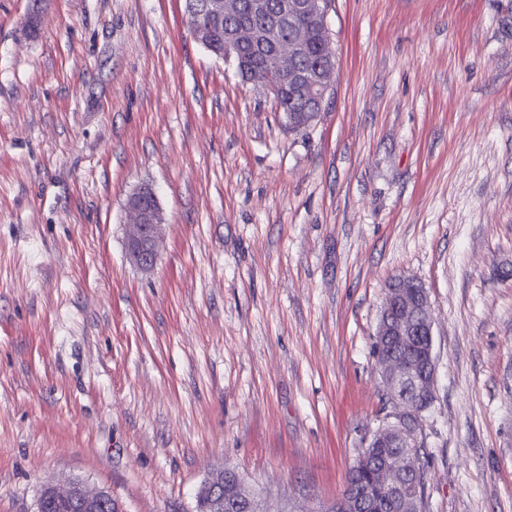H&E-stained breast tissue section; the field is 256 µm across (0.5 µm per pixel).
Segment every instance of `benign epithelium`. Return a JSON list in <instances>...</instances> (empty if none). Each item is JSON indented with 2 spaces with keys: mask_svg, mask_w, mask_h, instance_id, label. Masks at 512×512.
I'll use <instances>...</instances> for the list:
<instances>
[{
  "mask_svg": "<svg viewBox=\"0 0 512 512\" xmlns=\"http://www.w3.org/2000/svg\"><path fill=\"white\" fill-rule=\"evenodd\" d=\"M329 0H289L281 12H275L268 0H250L249 12L264 19L258 30L240 25L224 28V58H239V47L245 43H260L267 52L266 66L286 78L296 97L315 108L325 100L333 73L336 54L326 23ZM188 16H207L216 21L236 11L234 0H185ZM309 19L321 22L323 40L328 54L320 64H304L307 41L304 24ZM125 208L132 219L127 237L129 259L144 270L153 269L159 260L156 239L162 214L153 191L146 185L134 190ZM377 357L382 383L388 398L395 405L392 421L373 432L368 447L402 448L404 452L388 457L378 468L376 481L380 492L391 495L402 482L418 471L420 444L418 433L421 413L434 396L436 364L433 356V321L429 296L422 284L400 278L386 292L375 332ZM233 493L250 503V512H268L263 502L243 483L236 484ZM206 512H229L232 505L224 500V473L207 480L200 491ZM77 501L82 512H97L102 506L109 512H122L103 489H90L73 481L47 484L38 502L37 512H43L45 499ZM366 504L349 493L317 512H362Z\"/></svg>",
  "mask_w": 512,
  "mask_h": 512,
  "instance_id": "obj_1",
  "label": "benign epithelium"
}]
</instances>
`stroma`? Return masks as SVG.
<instances>
[{"label": "stroma", "instance_id": "35a3bbf8", "mask_svg": "<svg viewBox=\"0 0 512 512\" xmlns=\"http://www.w3.org/2000/svg\"><path fill=\"white\" fill-rule=\"evenodd\" d=\"M31 5L0 0V512L68 479L195 512L227 468L318 512L391 411L397 278L434 323L426 512H512V0H332L299 133L183 0H43L35 38ZM125 208L132 219L128 257L141 269L152 270L159 260L156 239L163 220L155 194L147 185H141L128 196Z\"/></svg>", "mask_w": 512, "mask_h": 512}]
</instances>
